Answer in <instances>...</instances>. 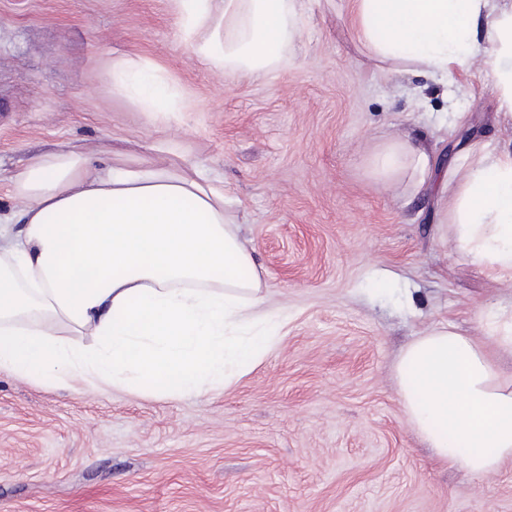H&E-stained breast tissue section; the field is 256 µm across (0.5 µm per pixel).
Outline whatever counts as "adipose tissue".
Wrapping results in <instances>:
<instances>
[{"label":"adipose tissue","instance_id":"ef3b65f1","mask_svg":"<svg viewBox=\"0 0 512 512\" xmlns=\"http://www.w3.org/2000/svg\"><path fill=\"white\" fill-rule=\"evenodd\" d=\"M358 40L376 58L450 77L484 55L512 111V0H348ZM182 41L212 70L269 73L285 62L300 0H169ZM491 44L479 46L480 34ZM111 89L151 117L183 111L178 88L153 63H113ZM378 174L435 170L426 148L396 139ZM452 241L496 279L512 277V150L461 157ZM19 230L0 246V370L78 382L92 392L204 395L259 363L280 323L222 184L153 162L97 164L74 150L33 160L12 184ZM483 343L443 326L416 337L395 365L412 430L439 461L484 478L512 461V319L491 314ZM90 332L93 347L59 338L57 323Z\"/></svg>","mask_w":512,"mask_h":512}]
</instances>
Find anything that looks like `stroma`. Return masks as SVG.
I'll list each match as a JSON object with an SVG mask.
<instances>
[{
    "label": "stroma",
    "mask_w": 512,
    "mask_h": 512,
    "mask_svg": "<svg viewBox=\"0 0 512 512\" xmlns=\"http://www.w3.org/2000/svg\"><path fill=\"white\" fill-rule=\"evenodd\" d=\"M301 28L287 66L227 76L185 49L168 0H0V213L12 178L66 149L202 170L282 321L259 364L206 395L1 370L0 512H512V462L483 479L437 463L394 384L431 329L487 341L512 280L454 250L456 185L415 194L372 172L400 135L442 170L499 152L512 115L481 68L447 82L371 59L346 0H302ZM130 58L162 65L184 111L154 123L113 95Z\"/></svg>",
    "instance_id": "1"
}]
</instances>
